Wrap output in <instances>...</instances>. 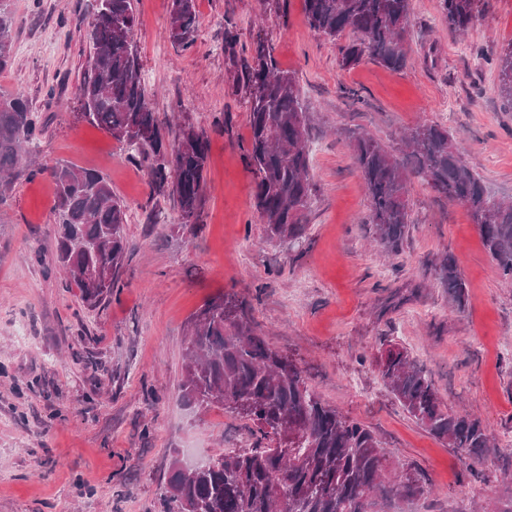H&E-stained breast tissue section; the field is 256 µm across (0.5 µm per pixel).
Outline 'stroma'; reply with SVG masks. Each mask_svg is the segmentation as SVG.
I'll list each match as a JSON object with an SVG mask.
<instances>
[{
    "label": "stroma",
    "instance_id": "obj_1",
    "mask_svg": "<svg viewBox=\"0 0 512 512\" xmlns=\"http://www.w3.org/2000/svg\"><path fill=\"white\" fill-rule=\"evenodd\" d=\"M466 34L451 35L441 0H411L409 61L341 69L336 44L306 24L303 0H197L189 49L167 32L170 0H138L143 83L162 121L180 112L210 140L202 228L150 224L143 164L80 119L90 0H10L13 56L0 91H24L44 128L43 165L103 173L129 207L131 250L112 296L87 310L51 264L53 186L19 179L0 203V512H161L173 459L192 464L249 447L248 421L181 402L192 313L236 296L270 347L292 358L326 404L358 418L391 458L433 486L404 512H458L512 492V282L501 278L467 210L408 176L412 222L399 253L373 239L368 196L345 137L371 134L400 154L401 130L444 125L491 195L512 200V107L495 54L512 41V0H483ZM241 46L267 38L296 72L309 106L316 197L298 247L268 240L245 154L246 94L224 61V32ZM55 88L54 100L45 92ZM452 257L468 296L452 304L434 276ZM406 346L450 410L479 418L493 445L472 464L412 421L374 358Z\"/></svg>",
    "mask_w": 512,
    "mask_h": 512
}]
</instances>
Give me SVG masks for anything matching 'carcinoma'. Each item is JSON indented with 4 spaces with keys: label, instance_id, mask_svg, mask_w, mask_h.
<instances>
[{
    "label": "carcinoma",
    "instance_id": "cac0c4a2",
    "mask_svg": "<svg viewBox=\"0 0 512 512\" xmlns=\"http://www.w3.org/2000/svg\"><path fill=\"white\" fill-rule=\"evenodd\" d=\"M135 0H92L91 49L79 86L83 118L107 131L147 163L158 198L177 205V227L201 228L203 186L210 142L189 120L169 140L141 80L133 38L139 25ZM478 0H442L448 31L463 33ZM315 33L336 42L339 66L350 69L369 58L391 69L408 62L411 0H303ZM196 0H170L169 38L185 49L196 41ZM13 17L0 5V72L12 58ZM238 34L224 32V55L246 91L250 137L246 160L254 200L270 240L295 243L307 237L306 215L316 193L307 148L308 111L295 73L279 66L272 44L256 37L250 56L240 54ZM498 89L512 103V42L496 56ZM42 124L23 91L0 92V185L48 174L54 184L52 213L57 225L55 262L88 308L101 306L130 251L125 234L128 205L108 179L92 169L57 163L48 168L24 158L37 153ZM354 164L369 197L365 223L388 252H399L410 214L405 169L438 195L464 205L502 278L512 280V201L493 198L481 176L464 159L447 128L419 123L406 132V163L376 139L349 132ZM452 303L466 301V284L455 261L437 269ZM180 384L182 400L200 410L221 408L253 423L248 448L220 455L216 465L183 469L173 461L163 493V512H393L431 492L424 477L398 468L369 426L323 403L287 356L271 348L243 303L216 295L189 318ZM381 380L404 411L427 433L468 455L490 447L481 420L448 410L426 368L407 348L391 344L375 356ZM298 429L288 453L273 435Z\"/></svg>",
    "mask_w": 512,
    "mask_h": 512
}]
</instances>
